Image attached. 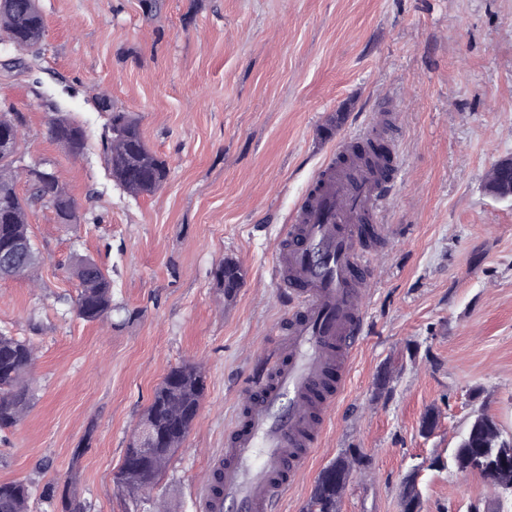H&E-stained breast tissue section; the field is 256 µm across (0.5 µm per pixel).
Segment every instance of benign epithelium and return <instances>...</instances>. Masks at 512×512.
<instances>
[{"instance_id":"7a95c632","label":"benign epithelium","mask_w":512,"mask_h":512,"mask_svg":"<svg viewBox=\"0 0 512 512\" xmlns=\"http://www.w3.org/2000/svg\"><path fill=\"white\" fill-rule=\"evenodd\" d=\"M13 21L14 13L10 2L0 0V36L5 38L7 45L14 49H31L42 43L45 36L43 30L24 38L13 37ZM139 130L140 122L131 113L124 112L112 119V159L122 186L136 198L149 196L160 186L151 170L143 166L144 154L137 155L130 149L132 138ZM48 134L60 147H68L71 144L66 132V123L59 116L51 120ZM20 142L21 130L16 126L11 127L8 132L0 133V158L8 161V165H0V184L16 182L19 170L22 169L29 182H37L52 192L62 188L54 172L37 163L22 164ZM486 189L498 198H512L511 158L501 159L494 165L486 180ZM26 259L27 255L21 243L0 245V280L15 278ZM477 417L489 427L495 444L477 443V451L464 471L488 477L500 499L512 501V434H503L498 422L486 413H479ZM167 442L165 432L158 426L155 411L148 410L143 414L131 438L129 455L139 459V463H127L116 470L112 476L113 484L127 497L139 495L153 488L154 483L146 480L145 472L149 468L158 472L166 466L169 454L162 452V446Z\"/></svg>"}]
</instances>
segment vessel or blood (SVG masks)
<instances>
[{"mask_svg": "<svg viewBox=\"0 0 512 512\" xmlns=\"http://www.w3.org/2000/svg\"><path fill=\"white\" fill-rule=\"evenodd\" d=\"M384 160L365 165L357 140L337 145L280 238L277 285L293 310L276 353L224 435L217 485L201 512H270L322 438L364 332L367 269L358 240L388 198Z\"/></svg>", "mask_w": 512, "mask_h": 512, "instance_id": "b4317fda", "label": "vessel or blood"}]
</instances>
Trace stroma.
Returning <instances> with one entry per match:
<instances>
[{
    "label": "stroma",
    "mask_w": 512,
    "mask_h": 512,
    "mask_svg": "<svg viewBox=\"0 0 512 512\" xmlns=\"http://www.w3.org/2000/svg\"><path fill=\"white\" fill-rule=\"evenodd\" d=\"M33 50L0 49V98L23 112L26 163L51 168L76 219L28 217L41 261L0 281V333L29 344L33 405L0 434V481L32 489L76 475L86 512H200L224 431L285 327L273 273L280 234L337 142L375 113L396 170L379 223L365 224L366 330L320 444L277 512H305L321 472L350 448L339 512H401L402 482L445 458L474 415L512 432V200L485 189L512 157V0H39ZM140 120L166 182L136 198L111 176L109 114ZM82 123L74 156L51 118ZM112 280V316L74 312L71 265ZM243 282L225 294L217 269ZM201 369V409L157 486L112 483L130 436L173 368ZM437 425L423 434L421 421ZM421 512H512L455 468L420 478Z\"/></svg>",
    "instance_id": "1"
}]
</instances>
